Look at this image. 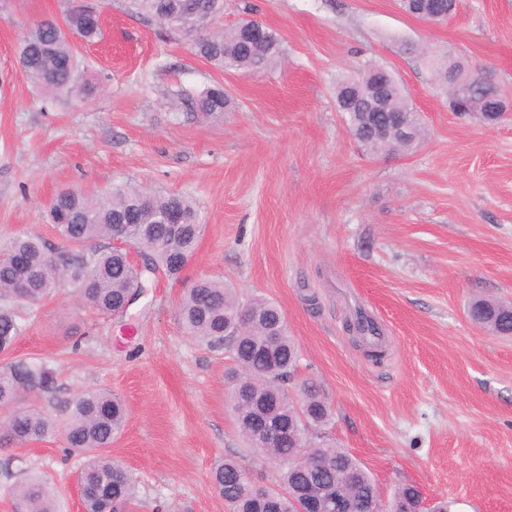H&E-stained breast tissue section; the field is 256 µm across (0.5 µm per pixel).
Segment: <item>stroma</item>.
<instances>
[{"instance_id":"35a3bbf8","label":"stroma","mask_w":512,"mask_h":512,"mask_svg":"<svg viewBox=\"0 0 512 512\" xmlns=\"http://www.w3.org/2000/svg\"><path fill=\"white\" fill-rule=\"evenodd\" d=\"M69 0H0V246L56 236L42 218L56 191L129 182L198 201L203 226L179 279L147 282L122 316L60 293L24 314L0 365L39 359L57 388L36 406L64 421L76 394L108 388L127 421L108 453L136 487L124 512H228L214 464L232 456L254 482L273 465L246 447L225 401L223 354L184 336L185 288L218 277L263 295L288 320L300 362L333 412L327 441L372 476L382 499L401 484L452 512H512V338L474 325L475 297L512 300V117L494 126L448 106L449 59L492 79L512 101V0H459L449 22L408 15L397 0H224L217 26L272 25L282 55L259 72H225L127 8L99 0V39H75L86 68L50 105L20 69L34 21L63 19ZM387 67L420 113L423 137L403 154H368L336 108L335 86L366 61ZM222 84L220 119L190 103ZM383 331L374 359L346 322L356 309ZM81 455L63 433L0 447V512L10 486L46 477L57 512H83Z\"/></svg>"}]
</instances>
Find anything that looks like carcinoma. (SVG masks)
<instances>
[{
    "label": "carcinoma",
    "mask_w": 512,
    "mask_h": 512,
    "mask_svg": "<svg viewBox=\"0 0 512 512\" xmlns=\"http://www.w3.org/2000/svg\"><path fill=\"white\" fill-rule=\"evenodd\" d=\"M129 8L157 23L168 34L191 39L195 55L224 71H257L280 54V39H247L236 25L214 31V21L224 12V0H128ZM102 29V13L93 2L71 7L63 21L37 20L24 35L19 65L38 90L56 97L76 89L81 64L70 34L87 41ZM385 67L365 64V76L336 83V107L346 113L353 137L370 153H400L423 133L419 113L409 104L395 78L381 81ZM439 78L448 92L472 78L467 69L443 65ZM468 105L486 112L490 122L508 105L498 89L479 83L470 92ZM230 107L221 85L195 98L194 108L206 118H218ZM47 217L62 246L39 237L20 234L0 252V353L9 352L23 324L15 307L37 309L52 300L60 288L70 287L90 307L103 314L124 312L141 294L145 274L178 277L193 257L202 229L197 203L189 196L160 195L143 187L116 184L89 195L73 189L58 191L47 205ZM107 244L101 245L99 241ZM15 255L21 262L13 264ZM469 310L489 333L512 336V303L478 298ZM178 317L188 336L214 352L226 354L236 365L237 388L230 393V407L237 428L248 447L279 465L274 502L259 495L252 481L242 477L241 464L232 457L214 468L211 480L229 512H298L303 495L319 496L334 486L348 497L349 512H374L380 502L377 487L364 467L347 451L326 442L311 441L313 432L328 425L330 405L317 386L300 385L294 400L288 384L298 362V347L288 335L284 311L263 295L247 299L221 279L202 278L184 290ZM350 332L367 340L377 331L362 312L348 323ZM274 342L272 354L263 345ZM55 371L43 363L17 360L0 366V447H23L54 435L58 424L30 403L36 394L55 388ZM265 418L294 430L311 465L301 471L283 463L294 452L292 445H278L258 436V419ZM126 409L108 389H94L73 397L65 423L68 448L88 457L80 470L84 512H110L128 504L135 494L129 472L106 448L122 429ZM9 494L23 512H56L55 493L39 475L15 482ZM416 488L398 487L388 509L417 508Z\"/></svg>",
    "instance_id": "carcinoma-1"
}]
</instances>
